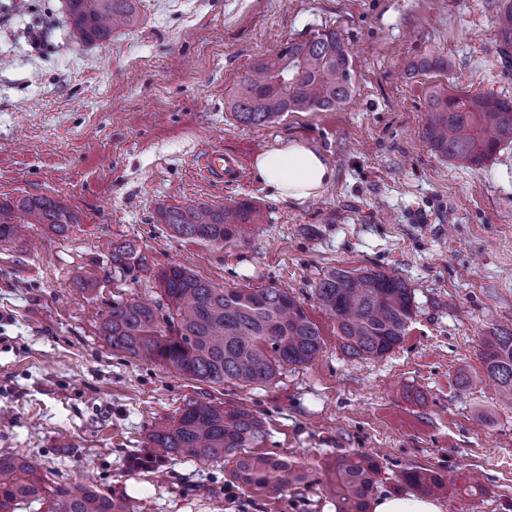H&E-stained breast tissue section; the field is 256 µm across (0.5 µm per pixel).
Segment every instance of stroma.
I'll use <instances>...</instances> for the list:
<instances>
[{
    "label": "stroma",
    "mask_w": 512,
    "mask_h": 512,
    "mask_svg": "<svg viewBox=\"0 0 512 512\" xmlns=\"http://www.w3.org/2000/svg\"><path fill=\"white\" fill-rule=\"evenodd\" d=\"M497 0H142L137 27L75 40L65 0H0V201L65 197L79 216L34 249L0 242V455L42 461L49 482H84L136 512H336L328 463L374 456L375 496L405 495L403 471L446 478L444 512H512V410L483 378L486 336L512 330V144L469 168L431 153L426 102L439 86L512 99L496 45ZM345 38L355 92L335 112L245 125L230 103L257 58L324 28ZM440 57L445 72L409 74ZM305 143L336 176L303 201L276 199L255 158ZM217 148L239 176L199 166ZM249 200V240L193 241L157 210ZM136 241L151 272L113 277V242ZM179 264L215 287L274 285L322 332L315 363L268 386L210 385L112 351L98 328L113 304L155 300L154 270ZM377 268L414 294L399 345L346 355L315 288L331 268ZM472 376L464 387L461 376ZM190 399L263 417L255 453L296 462L306 482L241 488L220 463L148 461L149 432ZM481 484L473 497L466 489Z\"/></svg>",
    "instance_id": "stroma-1"
}]
</instances>
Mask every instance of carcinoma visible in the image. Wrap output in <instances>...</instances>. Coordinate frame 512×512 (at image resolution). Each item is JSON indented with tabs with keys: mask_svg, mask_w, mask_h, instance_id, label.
<instances>
[{
	"mask_svg": "<svg viewBox=\"0 0 512 512\" xmlns=\"http://www.w3.org/2000/svg\"><path fill=\"white\" fill-rule=\"evenodd\" d=\"M72 31L85 44L105 42L112 32L140 22L141 0H66ZM495 27L499 52L512 65V0H500ZM352 56L340 32L325 28L305 39H288L272 56L256 59L240 80L233 116L246 125L278 120L287 112H336L354 92ZM423 139L435 155L479 167L504 143H512V101L482 92L446 87L427 100ZM159 223L192 240L220 246L241 237L263 213L250 201L195 203L158 209ZM78 223L66 199L25 196L0 204V241L20 238L31 224L58 233ZM112 271L123 275L151 271L133 241L112 243ZM153 272V271H151ZM166 299V311L146 300L115 304L100 334L112 347L144 363L159 364L199 382L228 381L270 385L284 367L308 365L320 355L322 333L302 303L285 289L214 288L182 266L153 272ZM319 306L336 321L337 336L349 355L381 358L403 339L413 317L411 288L379 269L333 268L315 288ZM486 376L497 383L502 405L512 408V331L486 337L482 350ZM264 436V422L241 405L224 408L188 400L178 417L154 429L147 445L160 458L233 465L242 487L282 490L303 483V469L285 459L249 452ZM336 512H368L381 476L373 458H339L326 469ZM414 490L439 494L443 476L431 469L403 473ZM47 512H133L127 504L91 486L52 487L34 456H0V512L32 503Z\"/></svg>",
	"mask_w": 512,
	"mask_h": 512,
	"instance_id": "carcinoma-1",
	"label": "carcinoma"
}]
</instances>
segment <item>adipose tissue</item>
<instances>
[{"label":"adipose tissue","mask_w":512,"mask_h":512,"mask_svg":"<svg viewBox=\"0 0 512 512\" xmlns=\"http://www.w3.org/2000/svg\"><path fill=\"white\" fill-rule=\"evenodd\" d=\"M260 179L284 200L316 196L334 178V169L319 152L302 143L271 147L258 155Z\"/></svg>","instance_id":"1"}]
</instances>
